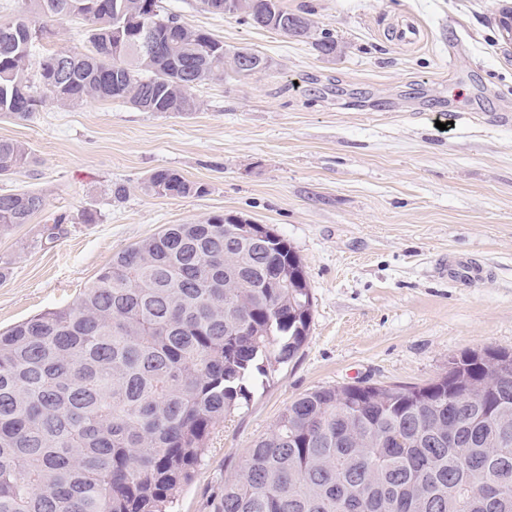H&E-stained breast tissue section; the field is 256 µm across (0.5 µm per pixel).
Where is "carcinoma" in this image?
I'll return each instance as SVG.
<instances>
[{"label":"carcinoma","mask_w":512,"mask_h":512,"mask_svg":"<svg viewBox=\"0 0 512 512\" xmlns=\"http://www.w3.org/2000/svg\"><path fill=\"white\" fill-rule=\"evenodd\" d=\"M231 16L286 38L314 22L281 0ZM79 17L92 53L32 63L53 23ZM71 71L60 75V64ZM237 73L233 53L161 0H16L0 16V112L26 120L110 99L141 112H195L194 90ZM32 164L0 139V178ZM142 190L201 196L170 169ZM45 207L0 194V230ZM216 214L170 224L113 256L69 307L0 331V512H170L211 430L259 376L305 344L313 297L282 235L228 244ZM213 512H512V351L453 359L424 386L321 387L250 446Z\"/></svg>","instance_id":"1"}]
</instances>
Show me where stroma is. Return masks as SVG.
Instances as JSON below:
<instances>
[{
    "label": "stroma",
    "instance_id": "stroma-1",
    "mask_svg": "<svg viewBox=\"0 0 512 512\" xmlns=\"http://www.w3.org/2000/svg\"><path fill=\"white\" fill-rule=\"evenodd\" d=\"M283 2L310 13L335 55L197 0H163L225 49L257 50L268 69L202 85L194 112L90 99L26 120L0 115V138L35 159L0 192L45 200L30 223L0 232L1 330L71 304L115 254L169 224L238 215L283 235L302 260L313 294L304 346L212 430L173 512H212L252 443L306 392L422 386L465 353L512 350V126L488 120L512 113V46L496 24L512 0ZM402 17L422 31L415 46L390 37ZM62 47L89 51L82 20L54 24L38 53ZM158 169L208 192L144 194ZM86 209L96 223L80 222ZM58 217L61 235L42 242ZM452 260L478 262L483 277L450 280Z\"/></svg>",
    "mask_w": 512,
    "mask_h": 512
}]
</instances>
